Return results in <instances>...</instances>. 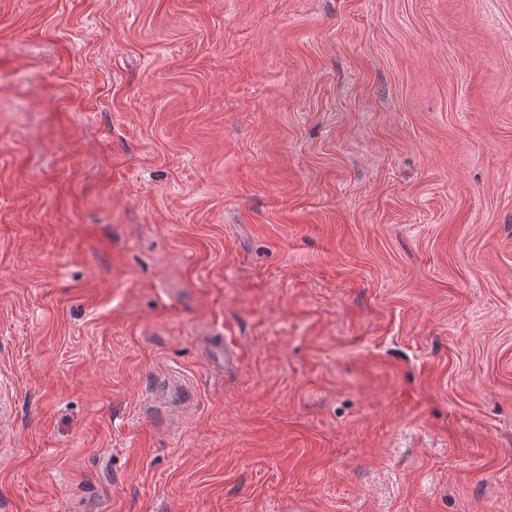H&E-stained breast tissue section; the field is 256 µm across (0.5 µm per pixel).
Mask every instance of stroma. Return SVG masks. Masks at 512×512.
<instances>
[{
	"label": "stroma",
	"instance_id": "stroma-1",
	"mask_svg": "<svg viewBox=\"0 0 512 512\" xmlns=\"http://www.w3.org/2000/svg\"><path fill=\"white\" fill-rule=\"evenodd\" d=\"M294 507L512 512V0H0V512Z\"/></svg>",
	"mask_w": 512,
	"mask_h": 512
}]
</instances>
